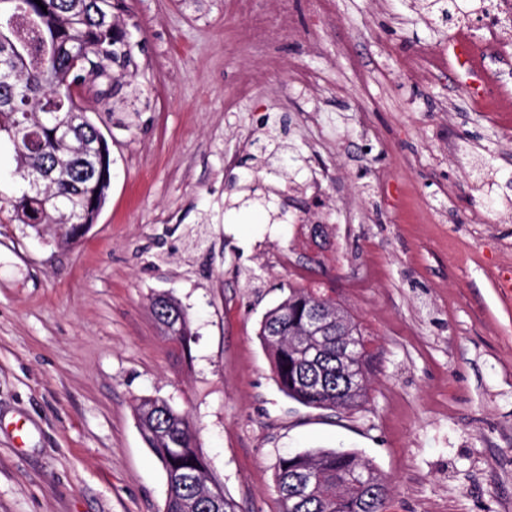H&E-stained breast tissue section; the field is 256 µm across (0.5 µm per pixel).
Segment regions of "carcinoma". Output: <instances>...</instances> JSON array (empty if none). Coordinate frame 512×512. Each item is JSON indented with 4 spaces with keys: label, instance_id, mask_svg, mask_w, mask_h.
I'll list each match as a JSON object with an SVG mask.
<instances>
[{
    "label": "carcinoma",
    "instance_id": "carcinoma-1",
    "mask_svg": "<svg viewBox=\"0 0 512 512\" xmlns=\"http://www.w3.org/2000/svg\"><path fill=\"white\" fill-rule=\"evenodd\" d=\"M124 0H0V137L12 145L15 174L23 181L12 200L14 220L53 241L69 245L97 220L111 184L109 143L90 120L76 84L88 64L100 61V75H112L117 96L123 74L106 60L129 39L121 27ZM83 124L62 141L57 129L72 113ZM321 288L289 287L268 310L258 335L270 351L275 380L286 395L312 408L356 411L369 401L368 382L344 392L336 373V334L309 336L310 310L336 312V299ZM152 310L167 340L188 349L187 313L171 296L155 297ZM140 432L167 481L165 512H235L221 486L206 485L207 469L195 444L193 422L160 398L135 407ZM317 477L308 496L299 479ZM281 512H383L387 478L359 455L317 449L279 459L275 473Z\"/></svg>",
    "mask_w": 512,
    "mask_h": 512
}]
</instances>
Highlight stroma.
Returning <instances> with one entry per match:
<instances>
[{
  "mask_svg": "<svg viewBox=\"0 0 512 512\" xmlns=\"http://www.w3.org/2000/svg\"><path fill=\"white\" fill-rule=\"evenodd\" d=\"M482 6L445 23L422 0H125V86L82 94L113 164L78 243L17 224L0 146V512H162L148 397L189 415L236 512H280L279 458L319 448L384 474V512H512V141L471 109L473 74L413 71ZM292 285L362 320L363 408L277 384L258 330ZM152 310L167 340L173 342L175 347L187 350L193 334L188 315L182 306L172 296H155Z\"/></svg>",
  "mask_w": 512,
  "mask_h": 512,
  "instance_id": "stroma-1",
  "label": "stroma"
}]
</instances>
